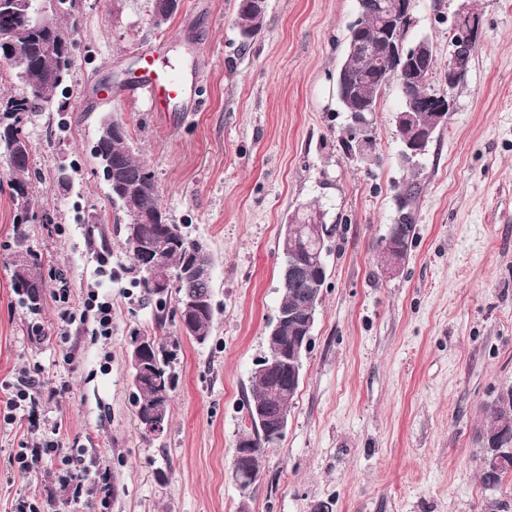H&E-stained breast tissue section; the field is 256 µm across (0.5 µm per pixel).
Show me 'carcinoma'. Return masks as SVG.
I'll use <instances>...</instances> for the list:
<instances>
[{
  "label": "carcinoma",
  "mask_w": 512,
  "mask_h": 512,
  "mask_svg": "<svg viewBox=\"0 0 512 512\" xmlns=\"http://www.w3.org/2000/svg\"><path fill=\"white\" fill-rule=\"evenodd\" d=\"M265 10L258 8L245 9L239 7L236 25L243 42H248L261 29ZM11 43V56L5 57V62L16 70L17 77L23 82L24 90L20 93L1 95L0 102H5L13 114L11 124L0 126V150H4V156L9 159L12 173L11 189L14 192H23L30 195L29 168L32 147L27 142L17 146L21 159L14 160L8 150V141L11 138L9 131L13 126L24 124L28 119L39 113L47 111L49 105L54 102L55 93L62 95V100L57 102L55 111L64 113L69 111V102L65 100L68 92L71 67H66L64 78L58 75V57L48 58L42 51L43 35L34 30L23 29L22 21L11 18L9 22L0 23V38ZM341 67L348 73V79L342 83H334L336 97L342 109L346 113L356 112L364 107H376L378 100L386 86L379 84L372 75L380 69L378 58L372 55L346 56ZM130 135L128 128L123 126L117 132L99 133L92 155H106L113 159L111 171L112 183L125 185H138L144 181V175L150 173L146 164L136 159L129 145ZM399 202L401 223L409 225V234L401 241L402 251H408L415 235L416 222L412 215L413 202L418 194V186L412 180L403 181L395 186ZM140 206L155 213L145 224L137 226L136 237L139 243L158 240L163 243L164 257L168 265L180 266L191 256L193 239L184 231L181 224H173L169 221L166 212L159 205V198L145 194L139 200ZM294 227L303 236V244L306 249L303 253V263L308 271L307 277L301 282H292L287 275L281 278V298L278 313L294 311L305 315L302 311L303 295L316 279L320 268L312 262L311 253L318 247L313 238L305 236L306 228L314 223L318 224L321 236L332 232L325 221V213L320 205L312 204L303 212L295 213L292 217ZM125 241L132 261V270L137 275L135 284L141 290L142 302L155 305L156 329L153 334H146L137 329L130 333L129 341L143 340L147 344L148 353L145 361L148 373L134 376L135 414L140 419L145 416L158 402L165 404V411H171V401L174 392L178 388L179 373L177 364L179 355L168 357L159 353L166 344L173 339V335L166 330V318L172 316L182 320L178 308H170L171 298L156 299L149 280L138 270L136 263V251L131 240L130 231H125ZM32 275L27 289L21 291L22 303L28 310L36 313L42 305L43 274L42 260L33 253ZM214 321V307L205 305L204 308L192 317L195 336L193 340H206L211 335ZM299 335V328L293 319L284 320L278 330L275 343L286 347L292 344L295 336ZM301 375L294 372L293 368H277L262 376L252 375L253 390L251 400L247 401V407L259 406L267 411L271 417L278 412L290 408L295 397ZM506 427L512 430V398L507 401L495 400L490 405L481 423V434L490 437L500 436V429ZM246 439L250 440L252 447L243 449L244 457L239 462V467L233 469V474L240 475L248 472H262V464L265 452L277 445L273 440L271 430L265 425L250 424ZM512 477V462L502 470L489 473L480 469L482 484L495 489L504 479Z\"/></svg>",
  "instance_id": "obj_1"
}]
</instances>
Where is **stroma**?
Wrapping results in <instances>:
<instances>
[{
	"mask_svg": "<svg viewBox=\"0 0 512 512\" xmlns=\"http://www.w3.org/2000/svg\"><path fill=\"white\" fill-rule=\"evenodd\" d=\"M240 0H181L163 28L152 0H84L76 15L72 109L31 117L32 206L53 224H29L0 156V512L20 497L51 499L45 512H512V479H479L484 411L512 385V0H471L482 39L451 90L447 125L418 166L403 162L394 116L398 85L371 118L375 159L350 161L330 79L346 52L357 0H266L260 33L242 41ZM458 0H414L407 38H428L442 91ZM179 59L197 111L157 112L131 94L144 54ZM126 124L154 174L170 220L213 260L210 338L183 339L167 429L143 436L127 356L132 330L153 332L155 308L133 283L123 225L92 148L104 119ZM70 172L60 185V168ZM419 187L416 235L386 275L378 242L397 218L394 187ZM327 211L328 276L288 427L268 449L263 476L243 498L233 477L248 425L252 373L280 303L283 227L302 205ZM97 222L88 233V222ZM40 254L43 304L31 314L13 285L19 246ZM82 304L112 301V334L94 316L61 319L52 292ZM43 340L28 335L30 322ZM62 395L40 410L58 425L62 452L85 454L104 482L80 499L59 480L60 458L26 472L13 457L40 435L6 421L21 372Z\"/></svg>",
	"mask_w": 512,
	"mask_h": 512,
	"instance_id": "1",
	"label": "stroma"
}]
</instances>
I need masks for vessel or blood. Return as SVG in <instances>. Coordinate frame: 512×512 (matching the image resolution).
Instances as JSON below:
<instances>
[{"label":"vessel or blood","instance_id":"obj_1","mask_svg":"<svg viewBox=\"0 0 512 512\" xmlns=\"http://www.w3.org/2000/svg\"><path fill=\"white\" fill-rule=\"evenodd\" d=\"M134 88L149 95L157 112L170 111L188 96V83L181 64L170 59L161 62L153 55L144 57Z\"/></svg>","mask_w":512,"mask_h":512}]
</instances>
